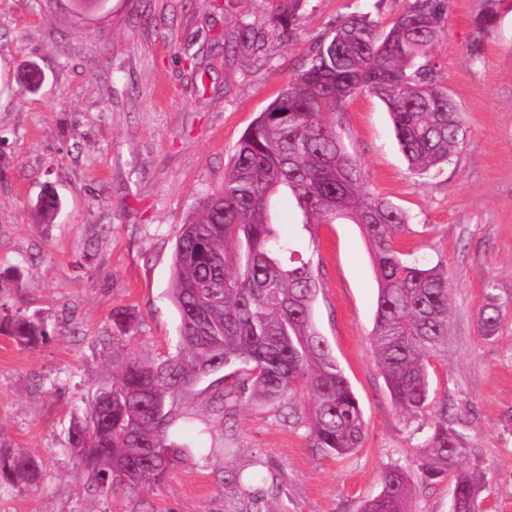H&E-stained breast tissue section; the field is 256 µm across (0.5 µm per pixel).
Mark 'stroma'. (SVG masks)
Returning a JSON list of instances; mask_svg holds the SVG:
<instances>
[{
	"mask_svg": "<svg viewBox=\"0 0 512 512\" xmlns=\"http://www.w3.org/2000/svg\"><path fill=\"white\" fill-rule=\"evenodd\" d=\"M406 5L308 0L295 42L271 40L265 57L228 68L225 28L272 27V0H107L82 18L70 0H0V272H21L20 285L0 287V317L36 314L50 333L35 347L0 334V454L41 460L32 484L0 480V512H359L393 467L412 480L413 512H449L452 481L420 470L433 418L394 403L372 352L378 285L360 226L303 231L284 193L274 221L321 281L314 317L363 410L362 447L317 448L306 391L226 421L204 382L170 430L189 460L138 497L89 494L67 450L71 417L112 380L113 310L137 314L127 343L137 356L175 351V242L223 184L243 132L339 16L384 28ZM490 8L497 24L480 29ZM430 59L465 119L448 163L411 173L373 96H355L336 125L369 192L406 213L405 259L448 271V352L431 361L430 398L468 442L464 468L483 473V512H512V310L495 338L479 330L487 282L512 291V0H447ZM32 66L45 75L35 91L22 80ZM49 189L60 208L46 220L34 204Z\"/></svg>",
	"mask_w": 512,
	"mask_h": 512,
	"instance_id": "1",
	"label": "stroma"
}]
</instances>
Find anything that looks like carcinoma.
Instances as JSON below:
<instances>
[{"label": "carcinoma", "instance_id": "carcinoma-1", "mask_svg": "<svg viewBox=\"0 0 512 512\" xmlns=\"http://www.w3.org/2000/svg\"><path fill=\"white\" fill-rule=\"evenodd\" d=\"M274 2V34L291 41L305 0ZM445 2L409 0L383 31L364 14L337 19L243 133L224 183L200 200L176 240L169 288L179 316L176 352L142 359L126 351L136 319L126 308L112 315V383L96 390L69 428V451L88 492L105 496L121 487L136 495L162 483L190 455L169 436L182 403L199 382L238 362L249 371L215 380L223 414L232 418L247 404H272L305 389L317 446L336 456L361 446L359 401L314 321L319 280L271 222V200L286 191L304 230L338 216L363 230L378 282L374 354L394 402L408 414L434 417L419 449L422 474L452 477L460 512H480L481 480L461 467L469 448L448 424L447 404L430 400V359L448 343V271L401 258L405 213L365 189L362 168L336 130V114L369 94L386 105L411 171L448 161L462 143L464 117L429 58L445 26ZM269 39L266 28L242 20L224 31V60L232 66L263 56ZM511 308L512 295L487 286L482 335L493 338ZM0 334L21 346L48 336L43 320L25 313L1 318ZM39 470L32 454L0 456V476L16 484L32 483ZM410 495L409 476L388 469L362 512H410Z\"/></svg>", "mask_w": 512, "mask_h": 512}]
</instances>
